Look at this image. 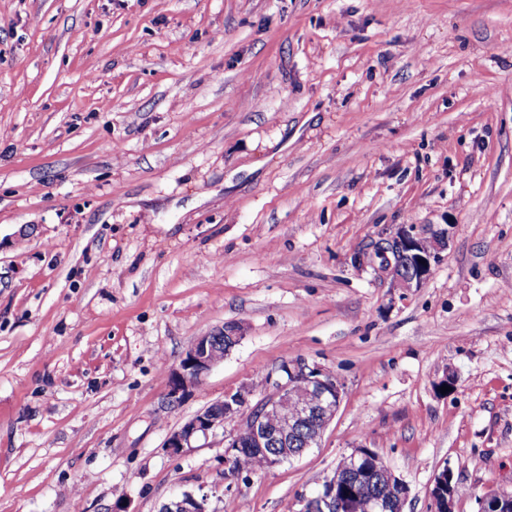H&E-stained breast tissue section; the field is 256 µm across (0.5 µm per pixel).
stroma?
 I'll list each match as a JSON object with an SVG mask.
<instances>
[{"instance_id": "35a3bbf8", "label": "stroma", "mask_w": 512, "mask_h": 512, "mask_svg": "<svg viewBox=\"0 0 512 512\" xmlns=\"http://www.w3.org/2000/svg\"><path fill=\"white\" fill-rule=\"evenodd\" d=\"M409 225L448 231L420 287L355 265ZM296 357L343 385L318 447L170 454ZM362 446L406 512L512 488V0H0V512H295ZM242 337V328L235 323H224V327L198 336L170 374L167 393L170 401L181 402L187 398ZM455 487L454 475L451 468H444L434 479L430 491L431 511L433 512H454L455 508ZM158 512H211L208 509V495L200 496L185 492L180 497L163 503Z\"/></svg>"}]
</instances>
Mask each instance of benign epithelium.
<instances>
[{
    "label": "benign epithelium",
    "instance_id": "1",
    "mask_svg": "<svg viewBox=\"0 0 512 512\" xmlns=\"http://www.w3.org/2000/svg\"><path fill=\"white\" fill-rule=\"evenodd\" d=\"M447 244L446 229L427 239L412 228H402L396 235L375 241L358 253L355 263L374 267L392 287L408 291L420 287L427 279ZM242 337V328L235 323H226L197 337L170 374V401L187 398ZM265 384L269 393L254 404V391L247 385L224 393L223 399L205 406L171 432L165 448L177 455L192 447L199 437L234 422L235 432L224 450V474L234 480L244 473L239 461L246 455L264 456L270 469L318 446L342 401L343 386L336 375L317 363L295 358L271 369ZM373 453L367 447L354 449L349 454L348 470L333 472L316 491L299 497L297 512H357L355 485L371 477L368 462ZM384 478L391 493L376 499L371 512H404L408 485L390 470ZM455 487L453 472L446 466L435 477L430 491L431 512H454ZM478 505V512H512V491L489 492L479 499ZM159 512H210L208 495L186 492L162 504Z\"/></svg>",
    "mask_w": 512,
    "mask_h": 512
}]
</instances>
